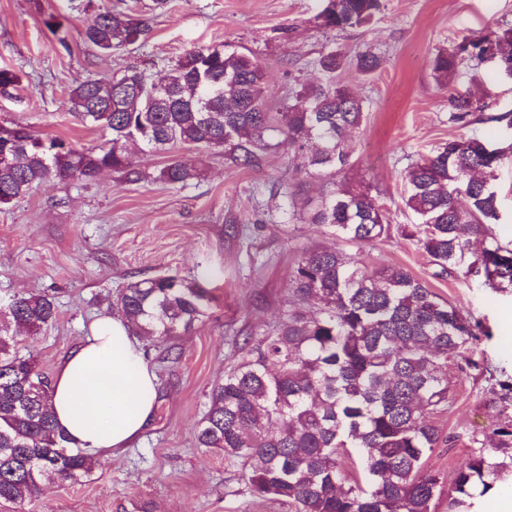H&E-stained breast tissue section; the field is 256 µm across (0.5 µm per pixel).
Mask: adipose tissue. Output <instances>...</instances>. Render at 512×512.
Segmentation results:
<instances>
[{
	"label": "adipose tissue",
	"mask_w": 512,
	"mask_h": 512,
	"mask_svg": "<svg viewBox=\"0 0 512 512\" xmlns=\"http://www.w3.org/2000/svg\"><path fill=\"white\" fill-rule=\"evenodd\" d=\"M52 407L73 447L109 455L128 447L152 420L155 375L120 315L98 317L56 368Z\"/></svg>",
	"instance_id": "1"
}]
</instances>
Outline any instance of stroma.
Returning <instances> with one entry per match:
<instances>
[{
  "label": "stroma",
  "instance_id": "stroma-1",
  "mask_svg": "<svg viewBox=\"0 0 512 512\" xmlns=\"http://www.w3.org/2000/svg\"><path fill=\"white\" fill-rule=\"evenodd\" d=\"M115 4L132 14L150 12L153 0H93L85 13L67 0H0V68L21 78L15 97H0V126L22 123L76 148L93 147L107 130L69 110L78 84L137 68L161 77L191 49L229 43L263 66L269 90L287 97L291 88L322 82L313 61L336 49L348 57L369 51L381 68L363 77L354 69L339 78L364 105V121L352 134L355 152L347 176L370 186L382 206L390 235L356 246L362 258L401 266L443 299L477 319L483 334L475 359L512 364V293H498L482 279L439 277L416 242L400 226L417 223L403 201L405 170L448 138L466 134L502 147L512 143V126L499 116L512 111V79L493 71H462L457 87L485 99L483 118L467 128L448 122V91L434 79L431 58L474 32L512 26V0H383L365 29L325 31L313 24L322 0H170L142 44L102 54L86 45L81 30L95 8ZM62 24L53 32L48 16ZM287 29V40L276 37ZM69 51H60L58 34ZM200 160L201 179L180 187L157 181L171 156ZM141 181L106 171L89 180L52 181L0 207V297L53 294L58 319L25 337L46 373L68 356L108 301L129 282L157 275L198 279L211 290L209 316L189 334L160 344L145 341L156 377L155 415L139 438L116 458L98 459L78 484L43 487L31 512H130L145 502L153 512H291L288 505L254 494L238 464L195 444L198 422L215 385L245 354L244 341L272 332L288 311V279L302 249L326 243L329 231L288 217L286 194L272 186L298 185L316 198L325 180L298 170L293 151L282 147L250 168L225 163L223 155L138 150ZM492 184L499 198L494 232L512 249V152L501 158ZM455 400L438 419L452 442L441 445L428 464L451 474L467 460V437H486L505 422L488 407L485 383L450 368Z\"/></svg>",
  "mask_w": 512,
  "mask_h": 512
}]
</instances>
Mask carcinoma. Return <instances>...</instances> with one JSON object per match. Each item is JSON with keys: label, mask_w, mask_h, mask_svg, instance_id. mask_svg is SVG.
<instances>
[{"label": "carcinoma", "mask_w": 512, "mask_h": 512, "mask_svg": "<svg viewBox=\"0 0 512 512\" xmlns=\"http://www.w3.org/2000/svg\"><path fill=\"white\" fill-rule=\"evenodd\" d=\"M315 16L325 30L369 27L381 0H322ZM168 0H154L153 14L133 17L118 6L97 10L82 31L84 43L110 53L146 38L154 15ZM496 50V69L512 70V27L479 32L438 51L434 78L448 87V122L462 128L486 105L456 88L465 69L483 68ZM370 75L382 65L372 53L350 61ZM324 82L302 86L276 100L261 64L221 45L197 47L179 57L165 91L137 69L84 81L70 91L72 110L84 122L111 132L103 145L77 149L16 123L20 135L0 146V206L51 180L93 178L104 170L141 180L131 146L167 151L175 145L224 151L238 167L259 164L270 150L288 146L306 174L332 180L316 204L300 201L306 221L329 229L334 241L306 250L289 278L292 309L275 332L252 341L248 356L225 372L199 421L196 446L242 466L252 491L287 503L293 512H436L448 490V512H470L475 490L485 495L512 481V421L494 431L491 447L469 437L468 461L452 481L426 466L445 437L434 418L453 394L446 369L462 361L489 383L487 403L512 406L505 369L469 357L479 323L443 300L407 269L368 265L339 242L361 244L390 232L386 215L360 185L337 176L354 152L350 134L364 119L362 102L336 80L342 59L322 51ZM20 83L0 69V94ZM505 149L460 136L408 167L405 205L419 223L400 228L436 267L435 275L482 277L496 290L512 287V249L500 245L487 223L498 220L490 177ZM190 160L175 158L156 180L184 185L202 177ZM319 301L309 313L304 305ZM212 295L196 281L174 275L127 284L113 308L136 335L161 343L203 322ZM58 316L48 293L0 298V507L29 512L42 485L81 482L93 467L70 445L49 411L51 383L37 356L22 352L17 330L36 334Z\"/></svg>", "instance_id": "cac0c4a2"}]
</instances>
